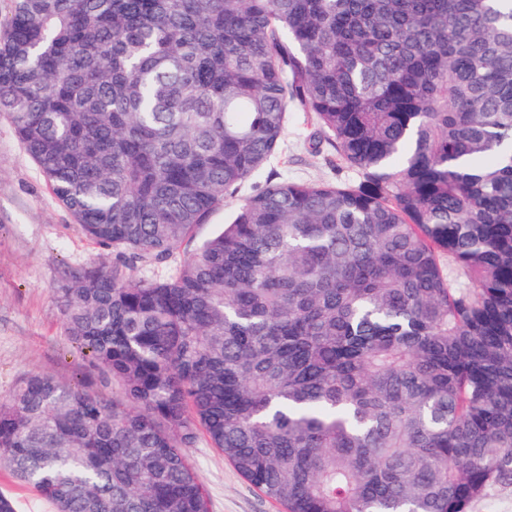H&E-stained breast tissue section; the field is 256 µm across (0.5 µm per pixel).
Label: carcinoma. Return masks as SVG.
<instances>
[{
    "label": "carcinoma",
    "mask_w": 512,
    "mask_h": 512,
    "mask_svg": "<svg viewBox=\"0 0 512 512\" xmlns=\"http://www.w3.org/2000/svg\"><path fill=\"white\" fill-rule=\"evenodd\" d=\"M0 112L116 255L53 290L124 400L31 373L0 467L56 512H207V438L282 512H469L512 483V0H13ZM318 131L311 126L303 125L300 119H292L282 148V154L273 159L264 170L253 180L245 184L238 194L237 200H229L219 206L211 215L207 224L197 227L193 241L183 244L180 249L164 260L151 257L136 258L131 261L133 274L136 278L168 276L175 272L183 261L205 239L219 231L227 223L239 202L250 195L256 184H263L270 171H275L281 179L306 182L340 183L356 179V175L346 169L336 170L330 163L331 152L323 145L318 151L311 145L319 138Z\"/></svg>",
    "instance_id": "cac0c4a2"
}]
</instances>
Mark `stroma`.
<instances>
[{
    "mask_svg": "<svg viewBox=\"0 0 512 512\" xmlns=\"http://www.w3.org/2000/svg\"><path fill=\"white\" fill-rule=\"evenodd\" d=\"M318 132L291 120L282 153L269 168L281 179L340 183L354 180L336 170L328 149H315ZM236 207L227 201L197 227L192 244L164 260L132 261L135 277L168 276L198 244L219 231ZM111 250L99 247L75 224L16 138L10 122L0 119V396L25 376L43 372L75 384H92L103 394L112 385L76 353L60 318L53 294L70 273L93 263L112 264ZM188 455L202 482L208 512H280L279 506L249 485L211 448L199 440Z\"/></svg>",
    "mask_w": 512,
    "mask_h": 512,
    "instance_id": "stroma-1",
    "label": "stroma"
}]
</instances>
